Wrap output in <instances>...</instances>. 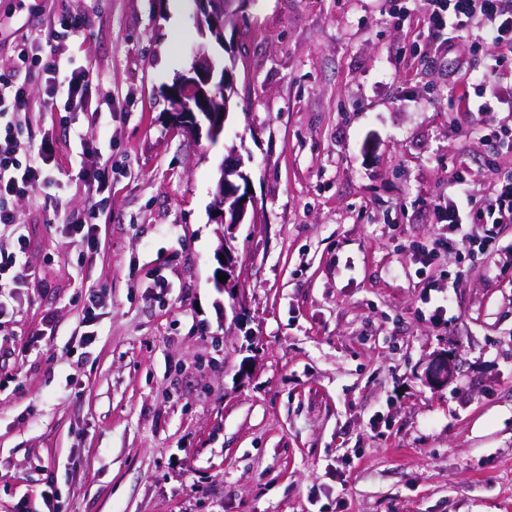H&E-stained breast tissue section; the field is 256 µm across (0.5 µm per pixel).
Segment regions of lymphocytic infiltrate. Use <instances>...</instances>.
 <instances>
[{
  "label": "lymphocytic infiltrate",
  "instance_id": "1",
  "mask_svg": "<svg viewBox=\"0 0 512 512\" xmlns=\"http://www.w3.org/2000/svg\"><path fill=\"white\" fill-rule=\"evenodd\" d=\"M482 22L485 39L500 49L498 67L512 63V0H427L421 27H452L456 33L468 30L473 22ZM78 29L71 15L52 17L43 33L23 36L14 46L16 71L35 73L44 86L41 102L44 110L56 112L83 111L93 99L94 74L89 66L62 67L55 46ZM31 110L26 83L0 77V113L7 115L0 123V228L19 227L20 216L15 200L32 197L36 191L53 183L51 171L57 164V151L52 140H41L32 146L30 137L17 121L18 113ZM441 221L462 227L464 221L494 224L512 223V180L494 183L483 202L461 218L455 201L436 204Z\"/></svg>",
  "mask_w": 512,
  "mask_h": 512
}]
</instances>
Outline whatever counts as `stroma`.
I'll return each instance as SVG.
<instances>
[{"label": "stroma", "instance_id": "obj_1", "mask_svg": "<svg viewBox=\"0 0 512 512\" xmlns=\"http://www.w3.org/2000/svg\"><path fill=\"white\" fill-rule=\"evenodd\" d=\"M394 8L252 0L219 45L195 0H0V73L66 13L80 27L62 58L100 78L98 111L28 115L60 161L16 203L27 278L0 318V512H42L49 487L63 512H512V224L483 255V225L462 237L428 205L452 174L476 201L512 175L495 133L512 111L480 129L455 93L498 51L403 67L398 49L443 36ZM202 45L236 62L215 143L167 115ZM234 149L258 214L226 229L212 202ZM79 164L111 168L109 197ZM93 209L90 247L65 216ZM225 241L237 269L219 288Z\"/></svg>", "mask_w": 512, "mask_h": 512}]
</instances>
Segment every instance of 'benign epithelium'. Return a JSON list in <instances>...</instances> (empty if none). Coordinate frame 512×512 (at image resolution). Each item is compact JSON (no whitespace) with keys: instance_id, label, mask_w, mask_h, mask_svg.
Returning a JSON list of instances; mask_svg holds the SVG:
<instances>
[{"instance_id":"7a95c632","label":"benign epithelium","mask_w":512,"mask_h":512,"mask_svg":"<svg viewBox=\"0 0 512 512\" xmlns=\"http://www.w3.org/2000/svg\"><path fill=\"white\" fill-rule=\"evenodd\" d=\"M201 5V25L214 35L224 36V27L228 19L241 17L252 0H197ZM214 77L210 58L203 50L196 53L195 65L191 72L176 79L168 89L170 116L179 128L189 134L198 135L206 131L212 139L224 129V119L229 101L236 92L232 71L224 77V103L215 104L209 95L208 87ZM241 165L226 166L217 182L214 209L219 211L217 223L236 225L244 222L247 214H257V204L249 192H241L242 186L232 177L247 178L240 171Z\"/></svg>"}]
</instances>
